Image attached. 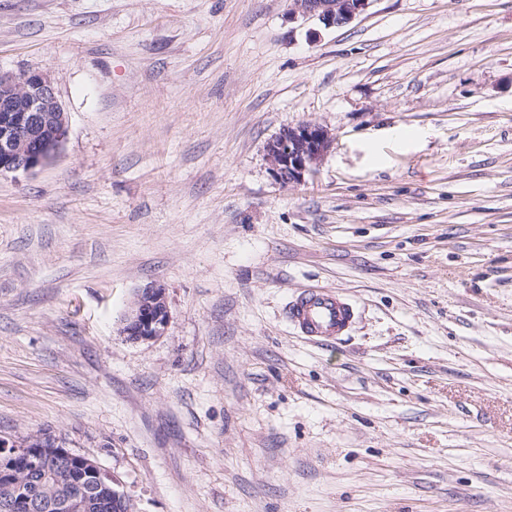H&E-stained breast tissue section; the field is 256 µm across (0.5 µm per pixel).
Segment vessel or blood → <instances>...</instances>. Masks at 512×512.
<instances>
[{"label":"vessel or blood","mask_w":512,"mask_h":512,"mask_svg":"<svg viewBox=\"0 0 512 512\" xmlns=\"http://www.w3.org/2000/svg\"><path fill=\"white\" fill-rule=\"evenodd\" d=\"M289 322L307 340L335 345L354 323L356 304L338 291L327 288L305 289L288 303Z\"/></svg>","instance_id":"1"}]
</instances>
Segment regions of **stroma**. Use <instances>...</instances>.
<instances>
[{
  "label": "stroma",
  "instance_id": "1",
  "mask_svg": "<svg viewBox=\"0 0 512 512\" xmlns=\"http://www.w3.org/2000/svg\"><path fill=\"white\" fill-rule=\"evenodd\" d=\"M34 70L68 135L0 176V436L132 512H512V0H0ZM305 122L332 145L281 186ZM149 286L169 327L127 341ZM307 288L356 303L336 346ZM291 11L317 17L325 26L339 27L350 23L365 11L370 0H292ZM330 143L327 130L316 124L303 123L284 130L267 144L272 176L284 185L301 182L315 170ZM289 322L307 340L333 346L354 323L356 304L338 291L327 288L304 289L287 307Z\"/></svg>",
  "mask_w": 512,
  "mask_h": 512
}]
</instances>
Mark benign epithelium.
I'll use <instances>...</instances> for the list:
<instances>
[{
	"mask_svg": "<svg viewBox=\"0 0 512 512\" xmlns=\"http://www.w3.org/2000/svg\"><path fill=\"white\" fill-rule=\"evenodd\" d=\"M370 0H291V11L318 18L327 27L350 23L365 11ZM68 134V118L53 84L44 71L19 76L0 73V175L30 174L47 166L59 153ZM331 143L323 127L303 123L290 127L267 144L266 156L276 181L289 185L304 180L323 159ZM170 318L165 292L149 287L140 291L124 316L121 335L138 342L165 334ZM70 452L53 438L29 434L0 438V477L15 481L30 469ZM79 472L72 473L78 490L59 492L60 477L46 475L56 506L63 512H87L105 481L114 477L93 460L77 459ZM36 503L12 499L0 504V512H33Z\"/></svg>",
	"mask_w": 512,
	"mask_h": 512,
	"instance_id": "obj_1",
	"label": "benign epithelium"
}]
</instances>
